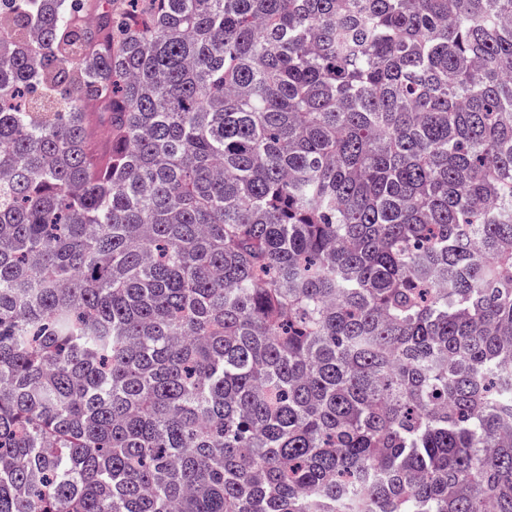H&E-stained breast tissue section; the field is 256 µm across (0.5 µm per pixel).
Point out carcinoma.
<instances>
[{
	"instance_id": "1",
	"label": "carcinoma",
	"mask_w": 512,
	"mask_h": 512,
	"mask_svg": "<svg viewBox=\"0 0 512 512\" xmlns=\"http://www.w3.org/2000/svg\"><path fill=\"white\" fill-rule=\"evenodd\" d=\"M0 512H512V0H0Z\"/></svg>"
}]
</instances>
